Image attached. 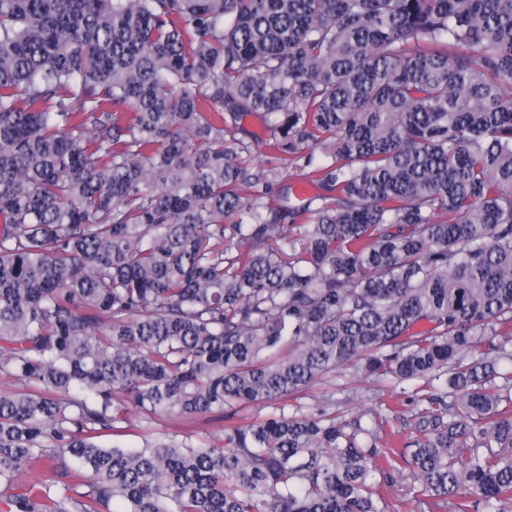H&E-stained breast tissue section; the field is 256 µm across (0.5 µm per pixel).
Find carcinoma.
Segmentation results:
<instances>
[{
	"instance_id": "cac0c4a2",
	"label": "carcinoma",
	"mask_w": 512,
	"mask_h": 512,
	"mask_svg": "<svg viewBox=\"0 0 512 512\" xmlns=\"http://www.w3.org/2000/svg\"><path fill=\"white\" fill-rule=\"evenodd\" d=\"M511 342L512 0H0V512H512ZM253 165H262L265 168H276L277 175L273 177L272 184L270 186V201L275 204L277 202V194L281 188L285 185H293L296 195L297 190L302 185L310 187V192L307 196H310L316 192L315 188L305 183L302 177L299 176V171L295 168V165H288V169L282 167L278 161L272 159L269 154L266 153H255L253 157ZM418 384L414 381L398 383L393 379L377 380L366 377L363 372H358L353 367H346L340 369L336 376L316 382L302 402L316 407L324 398L332 399L336 401V409L346 411V420L352 419L363 410L371 409L391 420L390 428L400 431L397 438L412 440L415 434L411 433L413 430L405 423L411 419L416 409L414 398ZM151 433L182 434L185 430L195 431L198 438L212 439L224 426V420L217 413L202 417L194 423L183 421L176 414H163L152 424ZM407 473L408 471L405 472L403 479H399L390 491L395 512H424L419 500L414 498L416 494H409V486L413 480L410 475L407 476Z\"/></svg>"
}]
</instances>
